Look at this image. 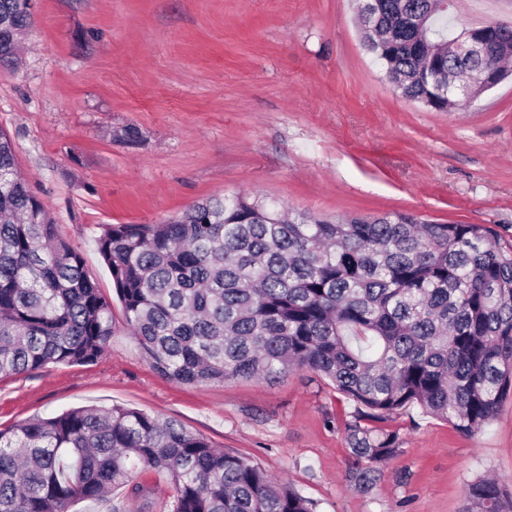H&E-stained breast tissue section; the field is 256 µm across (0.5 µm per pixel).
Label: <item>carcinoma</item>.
<instances>
[{
    "mask_svg": "<svg viewBox=\"0 0 512 512\" xmlns=\"http://www.w3.org/2000/svg\"><path fill=\"white\" fill-rule=\"evenodd\" d=\"M439 0H363L368 50L404 98L438 111L467 95L448 76L512 60V25L487 51L458 55ZM32 25L0 0V65ZM142 353L178 384L327 378L355 404L348 481L369 490L399 435L382 426L417 406L473 436L512 395V253L483 224L413 213L336 218L251 194L197 202L160 224H108L95 239ZM112 298L58 237L0 129V376L88 364L112 338ZM140 465L169 481L168 512H316L313 501L246 458L172 419L114 405L81 407L0 429V512H72L122 487ZM464 512H512L497 477H479Z\"/></svg>",
    "mask_w": 512,
    "mask_h": 512,
    "instance_id": "cac0c4a2",
    "label": "carcinoma"
}]
</instances>
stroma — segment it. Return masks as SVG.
I'll return each mask as SVG.
<instances>
[{
  "instance_id": "35a3bbf8",
  "label": "stroma",
  "mask_w": 512,
  "mask_h": 512,
  "mask_svg": "<svg viewBox=\"0 0 512 512\" xmlns=\"http://www.w3.org/2000/svg\"><path fill=\"white\" fill-rule=\"evenodd\" d=\"M459 27L512 22V0H455ZM22 61L0 67V129L58 236L104 292L94 239L245 192L323 216L411 212L483 224L512 251V77L440 112L395 94L363 45L356 0H37ZM134 127L135 144L112 139ZM88 365L0 378V429L82 406L179 421L287 480L317 512H462L469 483L512 485V396L473 436L411 407L377 484L350 485L355 405L329 380L178 385L131 336L120 303Z\"/></svg>"
}]
</instances>
